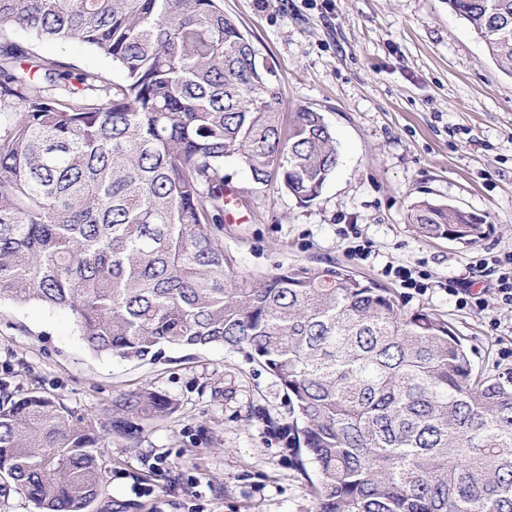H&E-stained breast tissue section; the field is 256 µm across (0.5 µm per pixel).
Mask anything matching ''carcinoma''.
<instances>
[{"label":"carcinoma","instance_id":"obj_1","mask_svg":"<svg viewBox=\"0 0 512 512\" xmlns=\"http://www.w3.org/2000/svg\"><path fill=\"white\" fill-rule=\"evenodd\" d=\"M512 75V0H448ZM79 40L124 74L36 55L0 33V301L68 310L96 354L243 350L288 397L315 512H512V372L476 373L447 320L405 311L342 265L239 268L224 175L317 200L339 160L321 113L283 124L271 66L223 0H0V30ZM409 221L464 246L480 216L429 200ZM175 409L145 387L105 429L39 391L0 396V479L37 512H88L105 434Z\"/></svg>","mask_w":512,"mask_h":512}]
</instances>
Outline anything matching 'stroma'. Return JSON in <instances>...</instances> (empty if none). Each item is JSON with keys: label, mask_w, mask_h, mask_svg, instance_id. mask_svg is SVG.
Masks as SVG:
<instances>
[{"label": "stroma", "mask_w": 512, "mask_h": 512, "mask_svg": "<svg viewBox=\"0 0 512 512\" xmlns=\"http://www.w3.org/2000/svg\"><path fill=\"white\" fill-rule=\"evenodd\" d=\"M224 11L273 66L284 118L321 112L339 144L336 171L309 204L273 187L249 193L246 173L226 164L224 245L239 267L341 264L406 310L447 319L479 374L512 368V307L497 303V275L480 266L512 252V77L447 0H224ZM33 48L123 78L80 41ZM422 199L481 215L491 231L468 247L420 237L408 216ZM359 242L367 255H355ZM398 266L435 287H402ZM448 281L482 290L488 310L462 305ZM143 386L177 409L138 443L103 437L104 484L89 512H311L310 484L279 432L286 395L245 353L169 348L154 364L121 360L92 353L67 310L0 302V391H40L99 424Z\"/></svg>", "instance_id": "obj_1"}]
</instances>
